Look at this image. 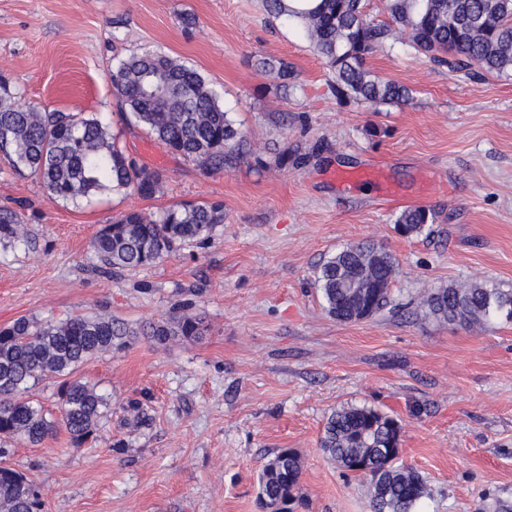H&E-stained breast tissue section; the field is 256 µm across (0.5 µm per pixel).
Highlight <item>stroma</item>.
Instances as JSON below:
<instances>
[{
  "label": "stroma",
  "instance_id": "35a3bbf8",
  "mask_svg": "<svg viewBox=\"0 0 512 512\" xmlns=\"http://www.w3.org/2000/svg\"><path fill=\"white\" fill-rule=\"evenodd\" d=\"M143 49L197 69L266 167L210 172L126 122L108 75ZM266 58L293 71L289 90L262 75ZM367 64L413 89L412 103L372 112L337 101L299 27L261 0H0V77L17 102L98 118L164 182L150 199L107 191L65 203L0 159V206L27 230L0 246V326L101 312L136 326L189 301L208 327L192 343L140 336L81 366L110 404L83 447L62 430L37 446L8 441L42 512H261L258 476L279 448L304 461L307 512H370L366 482L319 446L327 416L351 404L402 425L401 459L430 489L418 512L512 505V323L470 330L412 313L425 288H512V75L452 72L392 39ZM180 202L222 205L210 241L116 271L91 250L122 213L155 217ZM417 206L434 224L400 234L396 216ZM365 240L398 261V310L342 323L314 271ZM133 400L147 424H134Z\"/></svg>",
  "mask_w": 512,
  "mask_h": 512
}]
</instances>
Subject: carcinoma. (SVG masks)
<instances>
[{
	"label": "carcinoma",
	"mask_w": 512,
	"mask_h": 512,
	"mask_svg": "<svg viewBox=\"0 0 512 512\" xmlns=\"http://www.w3.org/2000/svg\"><path fill=\"white\" fill-rule=\"evenodd\" d=\"M270 17L298 24L316 53L336 75L332 92L373 108L407 105L412 90L374 74L367 59L389 38L406 41L452 70L466 67L488 74L512 72V0H387L390 22L368 19L364 0H263ZM122 117L147 127L169 152L189 158L206 170L252 158L246 137L220 102V94L193 67L157 51L133 52L108 76ZM0 154L19 172L37 175L51 199L76 203L97 193L132 191L142 198L162 192V175L138 165L115 143L96 118L59 109H21L7 82L0 81ZM221 210L216 205L181 203L159 218L130 210L104 225L92 240L100 262L123 270L151 266L183 246L211 240ZM434 222L423 207L403 210L395 223L408 235H420ZM25 238L17 214L0 208V243ZM398 263L383 246L350 244L317 268L314 288L326 311L349 321L347 269H359L366 281L382 283L372 314L391 304L390 286ZM423 305L436 319L465 326L498 320L512 322V288L474 281L431 289ZM205 317L192 304L179 307L163 323L132 328L107 314L78 315L54 323L19 318L0 327V438L41 443L63 428L74 447L94 438L107 399L77 377L88 360L124 348L135 336L159 343L178 338L199 340ZM62 379L60 417L46 418L30 397L32 387L49 377ZM401 424L376 409L344 406L326 418L320 447L340 468L362 476L369 489L370 512H415L429 495L419 471L399 463ZM302 473L301 456L280 448L259 475L262 506L294 512ZM0 512H42L35 484L19 471L0 465Z\"/></svg>",
	"instance_id": "1"
}]
</instances>
